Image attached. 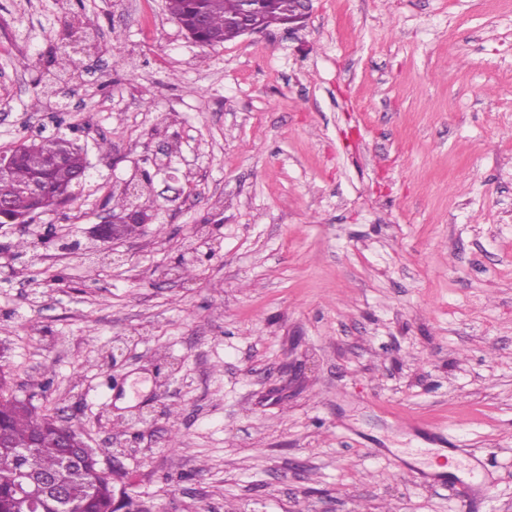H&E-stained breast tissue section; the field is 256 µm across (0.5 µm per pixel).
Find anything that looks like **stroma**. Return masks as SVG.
<instances>
[{
  "label": "stroma",
  "mask_w": 512,
  "mask_h": 512,
  "mask_svg": "<svg viewBox=\"0 0 512 512\" xmlns=\"http://www.w3.org/2000/svg\"><path fill=\"white\" fill-rule=\"evenodd\" d=\"M83 2L63 75L68 0H0V151L89 162L0 227L14 393L153 512H512V0H312L214 47L165 0ZM145 169L150 224L61 251ZM290 0H267L263 4L261 24L268 30L274 26H285L284 20L293 10ZM312 0H296V10L288 17V29H295L304 23L310 13Z\"/></svg>",
  "instance_id": "1"
}]
</instances>
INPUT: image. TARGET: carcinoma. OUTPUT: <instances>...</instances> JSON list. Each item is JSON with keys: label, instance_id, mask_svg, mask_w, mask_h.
Listing matches in <instances>:
<instances>
[{"label": "carcinoma", "instance_id": "obj_1", "mask_svg": "<svg viewBox=\"0 0 512 512\" xmlns=\"http://www.w3.org/2000/svg\"><path fill=\"white\" fill-rule=\"evenodd\" d=\"M169 13L181 24L190 26L202 20V38L206 45L217 46L239 37L237 16L241 0H166ZM293 10L289 0H266L261 24L269 29L284 25ZM51 63L62 72L70 70L68 46L57 48ZM68 144L73 147L68 166L55 171L52 193L62 194L73 188L72 177L79 168L87 167L86 158L74 141L59 134L36 137L24 142L21 161L7 179H0V200H12L17 215L26 214L28 204L16 197L17 187L30 180L42 169L43 154ZM48 415L29 409L25 399L8 393L5 376L0 374V512H16L14 477L21 467L34 473H58L71 483L70 499L65 504L52 500L43 503V512H111L112 483L103 473L98 452L83 460L77 471L64 464L62 449L58 448L53 432L47 425Z\"/></svg>", "mask_w": 512, "mask_h": 512}]
</instances>
